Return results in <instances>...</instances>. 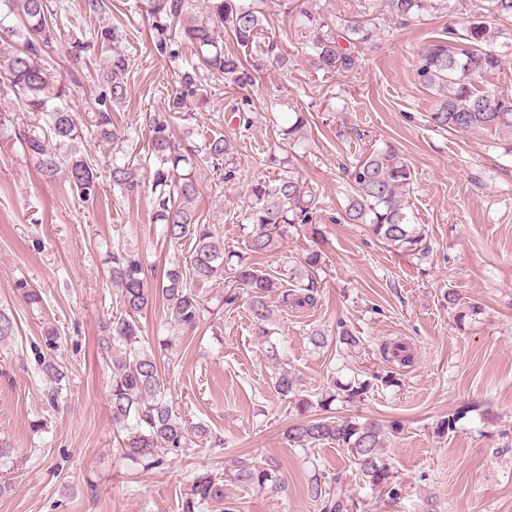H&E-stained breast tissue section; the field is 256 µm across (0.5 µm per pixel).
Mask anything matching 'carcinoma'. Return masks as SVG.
I'll use <instances>...</instances> for the list:
<instances>
[{"mask_svg":"<svg viewBox=\"0 0 512 512\" xmlns=\"http://www.w3.org/2000/svg\"><path fill=\"white\" fill-rule=\"evenodd\" d=\"M300 0H290L287 15L298 14L297 23L305 24L308 33L306 48L315 71L323 74L348 73L355 69L358 53L371 47L380 36L379 30L361 15L344 20L334 32H323L313 19L298 8ZM391 14L406 20L436 8L435 0H385ZM6 13L0 15V75L23 97L27 111L41 114L44 124L31 128L12 126V120L0 111V130L9 127L12 137L37 164L44 176L51 179L62 173L78 199L86 203L98 200L101 189L96 164L81 148L82 129L69 105V87L62 80H51L44 57L61 41L58 14L65 5L49 0H0ZM151 31V50L161 58L179 56L182 48H192L194 59L167 94V104L153 112L147 122L148 148L157 164L149 171L155 197L156 221L173 241L186 239L191 243L189 261L175 262L162 274L159 288L147 286L146 268L140 255L131 250L112 252V280L120 290L118 304L123 315L108 325L109 335L102 337V350L112 371L110 402L113 424L126 432L121 450L128 459L152 469L164 462L168 454H179L190 447L193 439L209 436L207 426L193 425L175 414L166 398L164 379L157 364V354L172 347L161 341L156 349L143 346L135 316L148 309L153 296H161L171 321L185 328L201 323L204 308L195 292V285L223 274L224 242L208 224L200 223L194 209L199 185L194 177V164L200 160L223 161L231 143L224 135L204 139L190 149L184 142L194 134V113L189 106L204 101L201 77L210 80L230 79L239 89L253 85L254 75L240 56L224 50V36L260 59L277 63L286 60L282 45L275 37L265 35L266 16L239 0H204L203 14L195 12L194 0H143ZM499 30L485 20H473L459 34L448 32V38L429 44L418 56L416 76L420 83L431 86L440 95L429 123L437 129L454 132L485 130L512 133V95L485 90L481 83L486 75L504 66L505 55L494 46ZM126 36L116 26H103L94 37L76 39L66 48L68 72L78 82L79 70L86 65L96 47L115 45ZM129 59L112 52L99 71L98 80L106 86L109 97L98 100L94 112L97 133L107 141L119 139L120 130L112 122V106L122 103L127 93L126 75ZM249 97L231 108V118L245 128ZM308 115L299 111L281 129V140L294 150L307 135ZM352 195L345 209L350 224H361L377 240L396 249L415 251L425 234L422 225L414 222L408 196L413 175L398 149L388 145L371 149L349 170ZM140 164L119 162L112 158L109 180L112 187L128 195L142 184ZM251 203L244 219L251 226L246 250L252 257L272 251L283 238V229L291 224H310L317 211L315 190L305 184L296 172L288 170L271 181H257L250 186ZM299 281L292 289H281V283L262 272L246 258L237 256L233 278L237 286L224 289V308L232 309L248 298L249 310L258 336H270L273 313L267 296L280 291L284 306L305 308L316 304L318 288L315 272L321 269V253L313 250L296 260ZM448 305L455 309L457 323L478 314L475 305H462L453 293L447 294ZM18 332L16 320L6 308L0 307V341ZM383 357L400 366L412 362L408 347L399 342L386 346ZM42 373L49 381L48 401L54 406L63 389L66 375L54 362L42 364ZM393 386L391 375L374 376V381L350 379L334 381L333 387L317 398L320 414L298 419L289 426L288 437L295 446L314 449L335 444L349 452L356 465L355 476L376 488H387L394 498L398 491L392 486L390 469L383 457L389 437L401 431L398 421L387 424L377 419L329 415L332 403L361 400L374 382ZM234 480L248 487H277L282 478L272 462L241 460L236 463ZM349 477L340 474L329 479L314 471L308 491L318 502L320 512H351V498L346 486ZM224 502V480L199 472L192 480L182 503V512H202L205 506Z\"/></svg>","mask_w":512,"mask_h":512,"instance_id":"carcinoma-1","label":"carcinoma"}]
</instances>
